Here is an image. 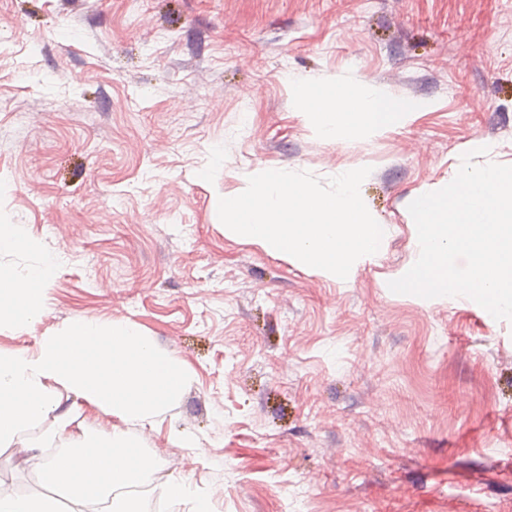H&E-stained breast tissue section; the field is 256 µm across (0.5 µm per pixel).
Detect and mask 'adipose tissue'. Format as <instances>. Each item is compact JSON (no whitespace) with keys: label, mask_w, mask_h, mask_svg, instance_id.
<instances>
[{"label":"adipose tissue","mask_w":512,"mask_h":512,"mask_svg":"<svg viewBox=\"0 0 512 512\" xmlns=\"http://www.w3.org/2000/svg\"><path fill=\"white\" fill-rule=\"evenodd\" d=\"M403 107L389 93L368 94L349 119L367 134L387 130ZM58 262L45 257L24 279L0 274V323L26 328L47 311L43 288L56 276ZM186 377L183 363L160 351L151 337L126 321L107 324L77 320L44 336L35 349L0 348V451L35 419L54 415L57 432L72 423L73 409L61 408L64 387L97 411L140 425L153 424L178 397ZM67 450L46 453L36 446L47 494L37 497L0 493V512H62L56 490L90 512H141L137 490L161 486L175 500H191L190 512H212L207 500L192 498L188 484L162 475L157 459L118 430L84 431Z\"/></svg>","instance_id":"adipose-tissue-1"}]
</instances>
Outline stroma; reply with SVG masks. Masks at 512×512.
<instances>
[{"label":"stroma","mask_w":512,"mask_h":512,"mask_svg":"<svg viewBox=\"0 0 512 512\" xmlns=\"http://www.w3.org/2000/svg\"><path fill=\"white\" fill-rule=\"evenodd\" d=\"M309 90L409 108L327 137ZM481 146L512 165V0H0V224L33 243L0 273L60 259L42 321L0 347L138 326L184 364L180 397L146 428L86 406L69 430L127 431L216 512H512V321L388 288L418 257L409 203ZM363 166L390 235L350 280L218 218L256 172ZM52 427L0 454L17 495L46 494L28 448Z\"/></svg>","instance_id":"1"}]
</instances>
